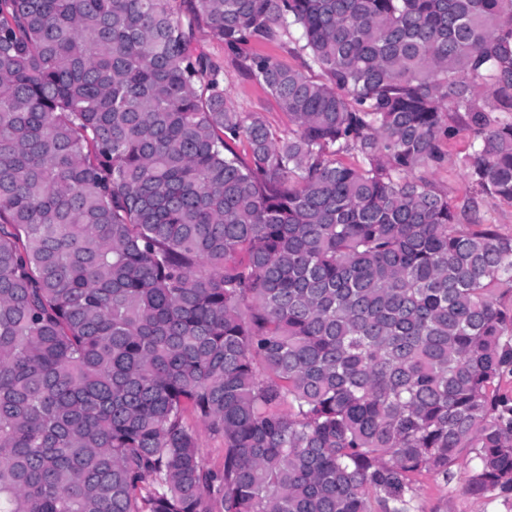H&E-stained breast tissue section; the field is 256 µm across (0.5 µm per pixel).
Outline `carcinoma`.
I'll use <instances>...</instances> for the list:
<instances>
[{
	"label": "carcinoma",
	"mask_w": 512,
	"mask_h": 512,
	"mask_svg": "<svg viewBox=\"0 0 512 512\" xmlns=\"http://www.w3.org/2000/svg\"><path fill=\"white\" fill-rule=\"evenodd\" d=\"M463 131L512 203V0H0V512L512 492V237L427 177ZM200 44L210 56L224 67V88L241 112H256L274 130L288 128V116L281 111L276 100L261 85L239 69L232 56H228L224 44L212 39L206 28L197 33ZM249 53L259 55H271L277 57L283 64L290 67H300L301 61L295 55L288 52L285 47L268 44V43H253L247 47ZM200 448H204V459L208 467L219 469L223 463L224 444L220 438L212 436L200 423L196 425Z\"/></svg>",
	"instance_id": "1"
}]
</instances>
